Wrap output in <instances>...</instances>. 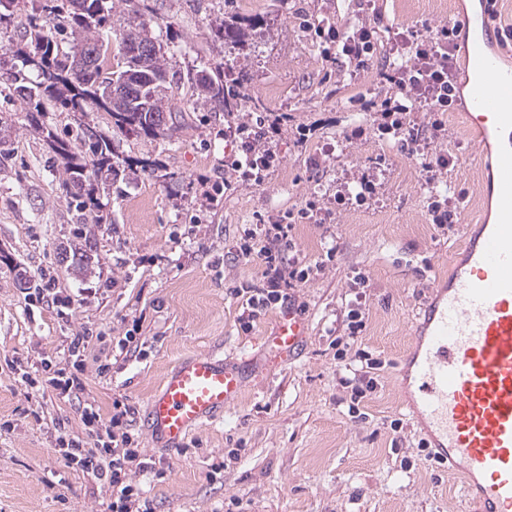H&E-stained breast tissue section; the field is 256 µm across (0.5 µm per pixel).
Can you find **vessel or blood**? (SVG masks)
Listing matches in <instances>:
<instances>
[{"label": "vessel or blood", "instance_id": "b4317fda", "mask_svg": "<svg viewBox=\"0 0 512 512\" xmlns=\"http://www.w3.org/2000/svg\"><path fill=\"white\" fill-rule=\"evenodd\" d=\"M483 38V45L462 49L474 72L465 115L477 152L491 140L498 148L491 180L479 186L495 201L494 221L473 226L447 285L423 303L415 323L420 334L403 363L417 385L413 402L434 457L465 470L466 493L479 512H512V70L499 62V27L484 21ZM308 336L304 314L292 308L264 346L282 362ZM251 374L247 358L229 363L199 354L181 361L145 408L152 440L177 449L223 415Z\"/></svg>", "mask_w": 512, "mask_h": 512}]
</instances>
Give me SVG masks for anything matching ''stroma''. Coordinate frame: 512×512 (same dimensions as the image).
<instances>
[{
  "instance_id": "35a3bbf8",
  "label": "stroma",
  "mask_w": 512,
  "mask_h": 512,
  "mask_svg": "<svg viewBox=\"0 0 512 512\" xmlns=\"http://www.w3.org/2000/svg\"><path fill=\"white\" fill-rule=\"evenodd\" d=\"M154 30L174 69L224 66L235 84L234 111L212 113L189 87L175 90L174 129L147 139L114 127L90 109L74 116L53 107L42 130L30 104L0 93V512H104L105 488L67 468L55 452L56 427L88 439L80 409L89 403L103 419L113 401L133 407V428L144 455L166 472H140L154 512H224L237 498L244 512H477L463 493L462 474L426 459L427 432L410 407L398 364L412 342L411 325L429 291L446 282L466 227L483 223L487 203L478 191L485 172L476 161L462 103L445 112V132L423 138L417 153L375 137L347 140L361 98L383 100L394 88L381 72L397 34L426 33L453 24L460 0H150ZM257 19L245 42L214 41L217 20ZM376 30L370 67L351 74L327 61L312 25ZM251 112L287 113L277 141L278 164L259 185L236 181L225 163L238 151L224 131ZM105 133L115 156L128 160L122 179L95 195L101 223L77 221L43 130L67 138L75 121ZM313 128L298 145V125ZM444 154L439 179L459 200L460 223L438 229L427 213L431 186L421 162ZM319 166H312L311 158ZM149 168H142V161ZM374 174L379 194L367 205L336 209L339 185ZM231 187L207 198L220 179ZM317 198L330 208L322 224H295L290 259L325 268L295 290L310 327L292 361L265 367L262 339L279 313L251 332L238 324L241 302L229 289L256 281L257 257L237 250L249 224H284L289 213ZM364 273L362 343L381 362L378 386L364 402L365 419L348 411L350 388L340 382L331 343L341 336ZM48 285L68 296L64 311L31 307V289ZM140 319L143 358L114 359L113 339ZM101 331L86 361L77 399L26 387L16 363L58 360L67 337ZM212 353L228 362L252 357L263 374L246 386L222 419L204 424L169 452L156 447L140 415L166 374L180 361ZM109 364L98 373L99 364ZM401 420L392 431V420ZM223 464L214 473L215 464Z\"/></svg>"
}]
</instances>
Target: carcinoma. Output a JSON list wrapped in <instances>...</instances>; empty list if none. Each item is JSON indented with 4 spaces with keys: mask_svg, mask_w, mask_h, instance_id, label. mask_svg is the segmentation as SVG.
<instances>
[{
    "mask_svg": "<svg viewBox=\"0 0 512 512\" xmlns=\"http://www.w3.org/2000/svg\"><path fill=\"white\" fill-rule=\"evenodd\" d=\"M110 0H83L82 11L68 9L61 15L54 0H43L27 16L19 30L20 42L33 47L22 58V67L6 72L5 89L14 96L34 104V110L46 109V102L60 105L70 112L96 108L109 113L113 124L154 139L169 127L153 120V115L168 109V97L182 84L190 85L197 98L212 112H231L237 107L235 95L224 86V66L204 67L183 75L172 71L165 62L163 46L151 34L153 10L145 0H122L124 11L139 23L121 33L117 55L112 67L103 68L111 54V38L104 31L112 11ZM71 30L74 45L62 53L55 34L60 27ZM213 38L221 42H241L247 36L242 23L225 20L213 29ZM150 46L151 56L136 53L142 45ZM35 70L41 77L38 87L42 98H36L26 70ZM49 147L64 160V183L79 210L95 192L91 176L104 177L116 183L120 177L119 163L114 161L107 136L97 133L88 137L77 126L73 141L47 134Z\"/></svg>",
    "mask_w": 512,
    "mask_h": 512,
    "instance_id": "1",
    "label": "carcinoma"
}]
</instances>
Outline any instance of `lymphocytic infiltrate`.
I'll return each mask as SVG.
<instances>
[{
    "instance_id": "1",
    "label": "lymphocytic infiltrate",
    "mask_w": 512,
    "mask_h": 512,
    "mask_svg": "<svg viewBox=\"0 0 512 512\" xmlns=\"http://www.w3.org/2000/svg\"><path fill=\"white\" fill-rule=\"evenodd\" d=\"M315 29L356 70L367 68L374 50L372 28L363 26L343 34L335 26L321 22ZM456 35L455 27L451 26L422 36L414 42L410 62L389 64L383 77L395 85L396 94L378 103L367 102L365 109L371 112L372 118L369 123L351 129L350 138L357 140L371 133L378 140L414 151L422 131L412 114L424 102L436 113L431 123L432 135L440 137L444 130L441 114L455 102L452 51ZM282 123V117L261 112L227 128V137L240 145L241 155L232 160L230 167L241 182L261 183L266 172L277 163L276 138ZM291 230L288 224H255L244 231L239 253L244 257L257 256L262 272L258 284L243 283L231 290L233 296L242 300L238 323L243 332H250L262 313L287 303L290 290L306 283L317 272L316 267L286 260L284 249ZM345 325L343 336L336 339V358L346 370L343 382L351 389L349 410L356 414L367 394L377 388L374 372L379 362L357 346L365 327V310L361 305L349 309ZM93 341L92 330H84L70 340L63 363L42 361L35 372H23V382L32 388L49 389L63 400L77 397L85 386L86 357ZM130 414L129 407L116 401L112 404L110 420L105 421L96 408L86 406L81 410V421L95 436L94 447H85L83 442L65 433L56 438V451L68 467L103 482L110 489L106 512H151L150 502L132 474L137 470H154L155 465L141 459V450L129 429Z\"/></svg>"
}]
</instances>
